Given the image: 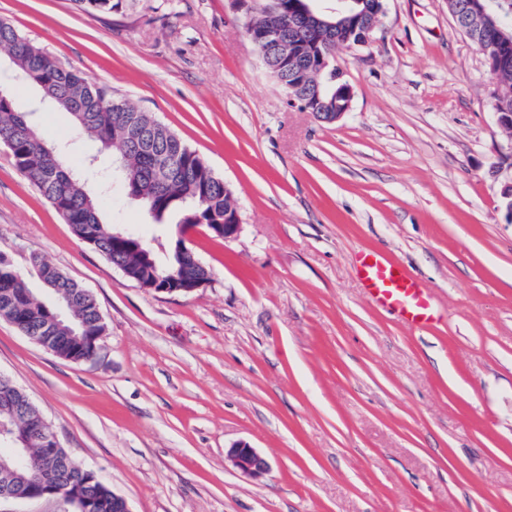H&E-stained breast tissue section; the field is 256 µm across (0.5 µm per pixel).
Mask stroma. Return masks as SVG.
<instances>
[{
  "label": "stroma",
  "instance_id": "obj_1",
  "mask_svg": "<svg viewBox=\"0 0 512 512\" xmlns=\"http://www.w3.org/2000/svg\"><path fill=\"white\" fill-rule=\"evenodd\" d=\"M335 63V123L289 104L232 0H0V18L173 129L238 198L229 242L187 245L210 280L140 287L81 241L0 145V254L43 256L95 296V358L0 318V374L131 512H512V180L483 53L448 0H385ZM365 249L432 291L409 329L373 302ZM249 443L253 478L226 450ZM83 10L101 13H123L132 5L133 0H73ZM209 280V275H200L194 279L183 280L177 277H156L152 288L160 293L167 294H188L199 288H202ZM226 456L236 469L248 476L259 477L269 470L267 459L246 442L231 445Z\"/></svg>",
  "mask_w": 512,
  "mask_h": 512
}]
</instances>
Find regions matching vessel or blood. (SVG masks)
<instances>
[{"label":"vessel or blood","instance_id":"1","mask_svg":"<svg viewBox=\"0 0 512 512\" xmlns=\"http://www.w3.org/2000/svg\"><path fill=\"white\" fill-rule=\"evenodd\" d=\"M356 273L370 298L395 312L407 327L417 329L434 321L429 289L404 265L367 251L360 255Z\"/></svg>","mask_w":512,"mask_h":512}]
</instances>
